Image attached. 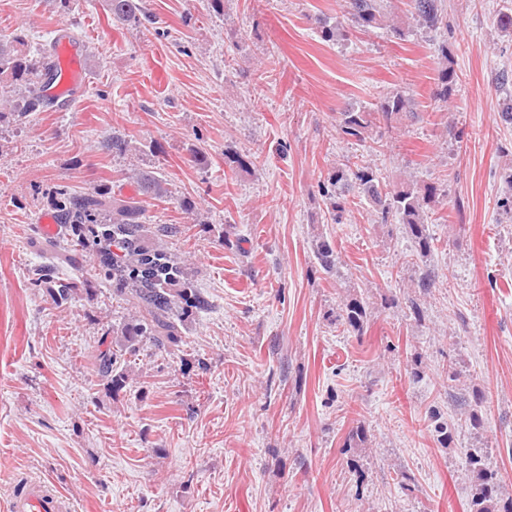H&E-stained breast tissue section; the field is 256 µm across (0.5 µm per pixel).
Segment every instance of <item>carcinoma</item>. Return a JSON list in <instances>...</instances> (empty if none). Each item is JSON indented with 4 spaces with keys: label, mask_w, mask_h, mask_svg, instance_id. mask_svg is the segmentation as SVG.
Segmentation results:
<instances>
[{
    "label": "carcinoma",
    "mask_w": 512,
    "mask_h": 512,
    "mask_svg": "<svg viewBox=\"0 0 512 512\" xmlns=\"http://www.w3.org/2000/svg\"><path fill=\"white\" fill-rule=\"evenodd\" d=\"M350 21L357 28H377L383 25L381 0H345ZM410 13L418 25L436 30L447 25L441 0H409ZM112 20L120 24H139L146 16L144 0H108ZM26 35L13 32L0 35V77L10 79L16 98L7 105H0V118L7 112L49 111L54 100L43 95V81L49 72V63L56 42L40 48V60L29 59L24 51ZM445 62L439 70L436 98L446 101L456 81V74L448 66V49H441ZM412 99L397 92L382 101L374 112H343L339 122L341 131L358 140L373 125L392 122L411 111ZM102 149L117 157L131 151L125 136L114 133L102 143ZM139 195L161 199L168 196L165 181L148 169L134 171ZM330 186L344 191L355 184L361 193L376 207L382 222L395 216L413 237L419 256L432 251L433 238L428 231V211L436 198L445 190L432 186L420 194L411 189L392 190L383 184L373 169L362 162L347 158L329 174ZM143 206L133 199L102 196L73 197L59 204L62 224L70 226V248L57 251L50 241L46 245L63 263L71 261V252H94L97 266L94 274L80 282L51 280L45 275L37 283L50 289L55 301L61 305L71 301L78 292H94L97 280L104 279L112 285V292L127 304L139 309V315L126 323L116 342L118 349L107 347L92 356L95 371L108 388L116 392L125 386L128 374L120 367L123 353L135 354L139 345L150 341L164 349L178 348L186 343L185 328L189 319L208 309V303L191 287L185 266L156 239L172 236L177 228L160 224L151 229L143 224ZM319 265L328 273L334 270L336 255L331 243L319 238L314 245ZM337 319L347 327L363 330L367 313L363 303L351 299L343 304ZM469 464L475 477V491L469 501L468 512H512V497H504L498 472L484 467L478 454L469 455Z\"/></svg>",
    "instance_id": "1"
}]
</instances>
